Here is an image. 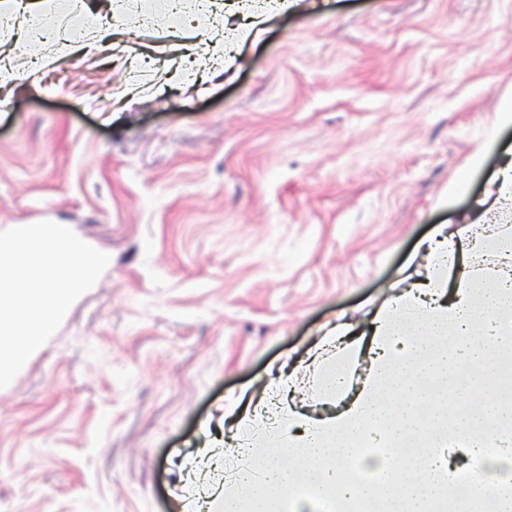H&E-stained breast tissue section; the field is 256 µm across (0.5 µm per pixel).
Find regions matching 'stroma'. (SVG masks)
<instances>
[{
	"label": "stroma",
	"instance_id": "stroma-1",
	"mask_svg": "<svg viewBox=\"0 0 512 512\" xmlns=\"http://www.w3.org/2000/svg\"><path fill=\"white\" fill-rule=\"evenodd\" d=\"M29 75L0 112V232L52 221L109 255L97 283L0 389V512H194L195 471L231 395L260 393L330 322L365 321L435 226L466 228L512 126V0H318L187 90L199 30L112 0L108 58L46 0ZM137 83L130 103L117 88Z\"/></svg>",
	"mask_w": 512,
	"mask_h": 512
}]
</instances>
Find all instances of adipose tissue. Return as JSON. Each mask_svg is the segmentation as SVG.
<instances>
[{
  "mask_svg": "<svg viewBox=\"0 0 512 512\" xmlns=\"http://www.w3.org/2000/svg\"><path fill=\"white\" fill-rule=\"evenodd\" d=\"M300 5L206 0L199 13L258 34L270 8ZM418 250L419 270L365 331L335 325L308 353L321 411L307 410L295 372L282 369L254 407L260 441L242 439L237 403L225 406V447L198 455L217 463L232 444L247 464L221 487L188 479L182 492L199 512H344L352 499L366 512H478L457 478L479 460L499 486L498 512H512V227L481 212L470 234L443 225Z\"/></svg>",
  "mask_w": 512,
  "mask_h": 512,
  "instance_id": "obj_1",
  "label": "adipose tissue"
}]
</instances>
